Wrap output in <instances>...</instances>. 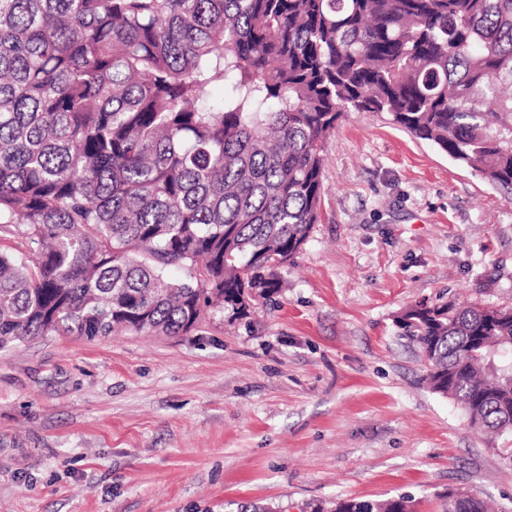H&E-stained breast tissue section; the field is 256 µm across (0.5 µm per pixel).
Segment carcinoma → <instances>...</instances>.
I'll return each mask as SVG.
<instances>
[{"mask_svg":"<svg viewBox=\"0 0 512 512\" xmlns=\"http://www.w3.org/2000/svg\"><path fill=\"white\" fill-rule=\"evenodd\" d=\"M349 109L512 191V0H0V350L249 318L318 222ZM398 326L434 392L512 433L511 308L423 301Z\"/></svg>","mask_w":512,"mask_h":512,"instance_id":"obj_1","label":"carcinoma"}]
</instances>
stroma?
<instances>
[{"mask_svg": "<svg viewBox=\"0 0 512 512\" xmlns=\"http://www.w3.org/2000/svg\"><path fill=\"white\" fill-rule=\"evenodd\" d=\"M249 321L0 350V512H330L466 490L512 512V436L432 391L397 317L512 307V201L385 112L343 113L320 217ZM404 498L379 500L350 499L336 504L334 512H407Z\"/></svg>", "mask_w": 512, "mask_h": 512, "instance_id": "stroma-1", "label": "stroma"}]
</instances>
